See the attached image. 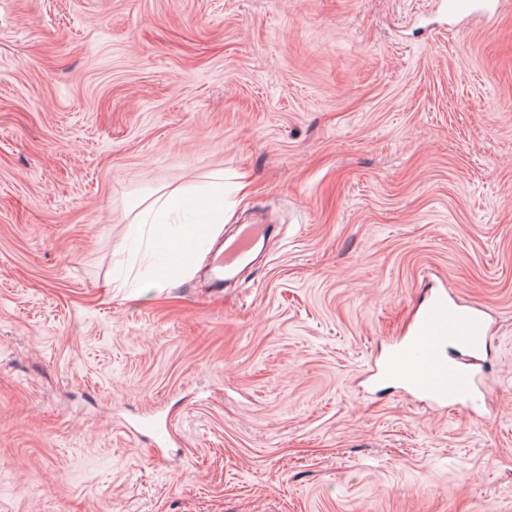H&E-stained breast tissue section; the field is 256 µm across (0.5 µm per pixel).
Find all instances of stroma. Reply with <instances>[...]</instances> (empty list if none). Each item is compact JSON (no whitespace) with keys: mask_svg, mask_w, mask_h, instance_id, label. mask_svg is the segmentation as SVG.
I'll return each mask as SVG.
<instances>
[{"mask_svg":"<svg viewBox=\"0 0 512 512\" xmlns=\"http://www.w3.org/2000/svg\"><path fill=\"white\" fill-rule=\"evenodd\" d=\"M494 9L0 0V512H512ZM217 176L260 257L130 298L134 207ZM439 294L486 314L472 407L376 374Z\"/></svg>","mask_w":512,"mask_h":512,"instance_id":"35a3bbf8","label":"stroma"}]
</instances>
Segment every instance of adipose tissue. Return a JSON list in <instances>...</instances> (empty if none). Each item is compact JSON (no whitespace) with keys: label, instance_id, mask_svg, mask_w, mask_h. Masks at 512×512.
I'll use <instances>...</instances> for the list:
<instances>
[{"label":"adipose tissue","instance_id":"obj_1","mask_svg":"<svg viewBox=\"0 0 512 512\" xmlns=\"http://www.w3.org/2000/svg\"><path fill=\"white\" fill-rule=\"evenodd\" d=\"M228 220L223 184L193 193L174 188L158 194L136 214L129 229L131 244L150 243L166 257L147 287H166L176 276L189 272Z\"/></svg>","mask_w":512,"mask_h":512}]
</instances>
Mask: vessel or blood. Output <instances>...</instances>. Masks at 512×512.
I'll return each instance as SVG.
<instances>
[{
  "label": "vessel or blood",
  "instance_id": "1",
  "mask_svg": "<svg viewBox=\"0 0 512 512\" xmlns=\"http://www.w3.org/2000/svg\"><path fill=\"white\" fill-rule=\"evenodd\" d=\"M255 232L249 224L229 238L224 250L225 274H233L234 261L249 255ZM485 332L481 312L436 297L420 314L413 335L392 350L380 375L385 378L398 374L411 389L435 403L474 398L476 374L472 360L483 350ZM447 344L456 347L457 357L445 355L443 347Z\"/></svg>",
  "mask_w": 512,
  "mask_h": 512
}]
</instances>
